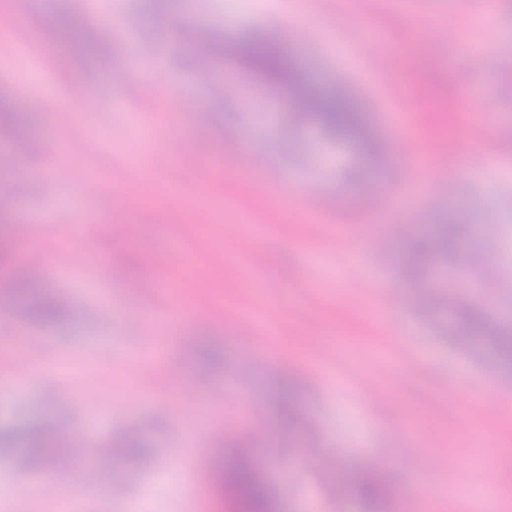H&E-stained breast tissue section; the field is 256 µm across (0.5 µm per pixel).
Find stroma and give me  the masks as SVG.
I'll return each mask as SVG.
<instances>
[{
  "mask_svg": "<svg viewBox=\"0 0 512 512\" xmlns=\"http://www.w3.org/2000/svg\"><path fill=\"white\" fill-rule=\"evenodd\" d=\"M151 0H0L19 17L8 37L21 52L0 54V105L13 111L17 133L0 135V236L11 238V260L0 278L28 269L63 313L51 323L28 316L0 288V382L14 375L7 340L36 338L38 375L27 392L0 391V426L39 428L69 422L86 450L142 443L133 460L100 461L93 484L77 471L32 465L23 449H0V487L10 491L0 512H224L208 478L220 458L246 440L251 404L263 405L273 426L253 448L277 512H367L350 486L379 473L388 487L381 512H487L472 496L494 484L501 512H512V365L492 345L455 339L456 318L444 293L471 281L484 285L495 317L512 322V140L492 141L491 127L512 126L502 102L512 70L473 67L470 56L512 49V0H172L170 14L223 29L225 36L258 29L299 52L316 80L343 87L364 112L379 146L365 163L347 144L314 130L288 131L268 112L262 88L233 62L202 69L172 19L160 22ZM98 35L111 71L55 52L60 13ZM141 25L147 41L164 38V64L152 78L126 64L141 46L129 34ZM396 57V75L373 69L371 36ZM120 85L110 82L111 76ZM228 82L251 92L213 97ZM88 94L71 105L67 93ZM210 130L198 138L197 126ZM490 153L503 176L469 174ZM223 169L212 185L196 174L208 162ZM54 162L75 176L52 179ZM425 162L429 195L417 187ZM111 195L119 235L79 234L78 216L94 210L85 189ZM178 184L182 198L167 185ZM152 234L140 230L142 220ZM469 224L468 247L492 250L490 265L463 262L428 281L442 291L428 308L401 273L409 242L432 225ZM27 223L31 234L16 237ZM180 243L186 266L170 267ZM261 246L263 266L248 263ZM44 263L28 267L31 247ZM368 274L352 278L353 266ZM174 280L186 316L148 323L167 299L147 282ZM272 312L279 335L253 330L255 348L238 343L241 311ZM149 336L162 343L150 361ZM188 378L204 374L223 389L186 395L167 386L168 367ZM383 392L388 406L370 404L364 389ZM80 395L83 407L68 405ZM292 412L290 427L278 426ZM456 459L459 483L441 466ZM201 495L183 496L184 485Z\"/></svg>",
  "mask_w": 512,
  "mask_h": 512,
  "instance_id": "obj_1",
  "label": "stroma"
}]
</instances>
